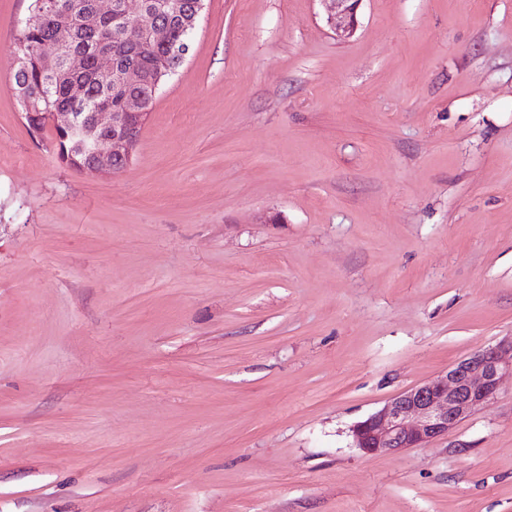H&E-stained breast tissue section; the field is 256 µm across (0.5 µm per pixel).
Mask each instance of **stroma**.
<instances>
[{
	"mask_svg": "<svg viewBox=\"0 0 512 512\" xmlns=\"http://www.w3.org/2000/svg\"><path fill=\"white\" fill-rule=\"evenodd\" d=\"M131 165L27 127L0 46V512H512V379L351 428L512 336V0H204ZM327 13V22L339 37H351L357 28V9L362 0H320ZM512 376V336L476 349L443 374L391 398L352 428L355 447L368 455H392L433 441L488 406Z\"/></svg>",
	"mask_w": 512,
	"mask_h": 512,
	"instance_id": "obj_1",
	"label": "stroma"
}]
</instances>
